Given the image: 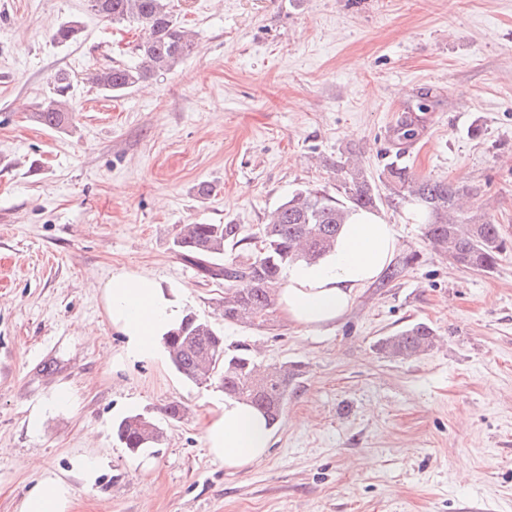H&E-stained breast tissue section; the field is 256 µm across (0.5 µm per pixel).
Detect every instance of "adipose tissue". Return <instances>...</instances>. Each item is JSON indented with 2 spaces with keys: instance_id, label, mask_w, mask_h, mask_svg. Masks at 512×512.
I'll return each mask as SVG.
<instances>
[{
  "instance_id": "adipose-tissue-1",
  "label": "adipose tissue",
  "mask_w": 512,
  "mask_h": 512,
  "mask_svg": "<svg viewBox=\"0 0 512 512\" xmlns=\"http://www.w3.org/2000/svg\"><path fill=\"white\" fill-rule=\"evenodd\" d=\"M399 241L393 224L376 211L352 212L334 249L314 264L289 267L277 307L290 323L318 330L344 317L361 288L391 264ZM102 297L113 331L123 338L113 366L128 361H157L162 339L178 326L187 297L182 287L143 273L116 272L104 282ZM273 430L265 415L251 405L228 398L211 410L203 440L225 469L253 468L268 456ZM74 488L66 476L39 479L23 499L20 512H69Z\"/></svg>"
}]
</instances>
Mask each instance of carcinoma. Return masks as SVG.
I'll list each match as a JSON object with an SVG mask.
<instances>
[{
  "label": "carcinoma",
  "mask_w": 512,
  "mask_h": 512,
  "mask_svg": "<svg viewBox=\"0 0 512 512\" xmlns=\"http://www.w3.org/2000/svg\"><path fill=\"white\" fill-rule=\"evenodd\" d=\"M91 8L113 23L133 20L148 31L137 45V62L90 73L100 89L120 95L156 74L174 69L196 48L195 39L169 10V0H90ZM71 79L57 73L52 91L30 114L33 122L50 129H65L72 120L69 102ZM394 189L388 203L398 208L406 197L416 199L427 214L423 235L433 248L458 266L489 272L512 248L491 220L462 211L458 206L463 186L445 180L415 178L407 168L388 167ZM378 196L363 170L352 165L336 195L324 189L300 188L270 212L258 230L261 246L241 235L237 224H186L173 240L182 259L204 279L224 284V321L261 326L275 305L283 270L298 262L313 263L333 247L348 214L372 210ZM242 248L245 255L233 251ZM435 330L426 323L409 324L379 339L375 348L391 360H405L432 350ZM172 367L196 384L218 383L227 397L243 400L275 422L288 396L295 368L284 363L269 371L261 368L245 345L229 347L224 335L191 312L180 327L165 337ZM125 448L138 454L158 444L161 428L142 414H131L114 426Z\"/></svg>",
  "instance_id": "carcinoma-1"
}]
</instances>
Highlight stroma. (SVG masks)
I'll list each match as a JSON object with an SVG mask.
<instances>
[{
	"instance_id": "35a3bbf8",
	"label": "stroma",
	"mask_w": 512,
	"mask_h": 512,
	"mask_svg": "<svg viewBox=\"0 0 512 512\" xmlns=\"http://www.w3.org/2000/svg\"><path fill=\"white\" fill-rule=\"evenodd\" d=\"M196 53L115 97L87 73L136 62L144 37L88 0H0V512L45 471L100 462L70 512H512V251L493 271L456 267L420 222L386 202L387 167L475 192L512 241V0H170ZM78 24L76 39L53 32ZM69 73L67 130L27 118ZM418 134L397 140L403 120ZM359 159L394 224L396 278L379 277L317 332L272 312L226 323L224 290L176 252L181 225L256 233L296 189L335 191ZM209 186L201 194L200 186ZM144 272L266 364L298 366L267 459L245 471L203 440L217 385L168 361L116 369L122 338L101 281ZM423 322L417 358L376 342ZM70 411L28 425L34 405ZM183 406L181 419L163 414ZM155 419L157 448L130 453L114 422Z\"/></svg>"
}]
</instances>
